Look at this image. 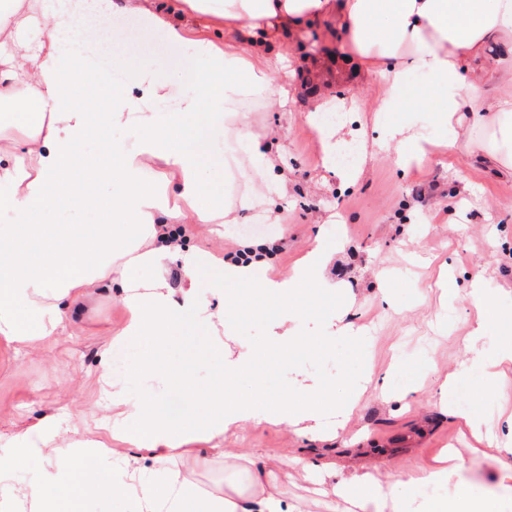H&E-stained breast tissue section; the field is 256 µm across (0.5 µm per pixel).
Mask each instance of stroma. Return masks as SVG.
<instances>
[{
  "instance_id": "1",
  "label": "stroma",
  "mask_w": 512,
  "mask_h": 512,
  "mask_svg": "<svg viewBox=\"0 0 512 512\" xmlns=\"http://www.w3.org/2000/svg\"><path fill=\"white\" fill-rule=\"evenodd\" d=\"M335 29L334 23L318 22L293 41L297 77L317 63L311 47L341 51L344 39ZM200 64L190 47L168 50L154 61L159 81L186 85ZM323 80L340 98L368 104L376 92L356 61L346 62L344 72H325ZM243 107L252 134L277 160L259 180L278 213L238 207L242 180L237 171L220 167L225 151L236 146L234 125L201 132L196 144L205 161L206 192L233 206L237 221L183 225L181 249L229 255L253 241L270 240L277 250L268 274L283 277L320 239L334 249L325 276L340 293L306 289L286 304L300 315L298 335L314 344L282 358L269 350L268 340L275 324L271 312L285 304L253 285H235L240 302L225 311L224 320L256 354L255 369L238 378L237 390L244 397L258 386L277 394L315 380L333 387L336 395L356 392L360 398L339 439L304 441L285 425L264 423L242 427L225 438V447L258 450L281 489L306 512H341L343 503L331 493L313 495L297 458L368 470L384 481L402 470H421L441 449L455 448L462 462L448 478V498L465 491L483 498L493 512H512V481L503 480L494 457L469 451L445 412L457 406L455 394L443 403L436 395L445 375L467 357L470 324L477 316L467 293L441 300L434 286L439 267L452 268L461 285L481 277L490 304L503 315L512 314V179L484 158L487 132L478 125L466 130L478 152L433 155L406 168L368 116L350 113L347 129L360 143L355 163L362 174L347 186L321 164L320 143L307 122L313 98L305 90L283 108L263 99L246 100ZM340 306L365 328L366 338L353 343L329 337L330 317ZM125 319L117 295H95L78 326L51 353L0 346V453L8 452L13 436L44 413L56 414L65 424L78 417L89 426L109 418L99 360L110 333ZM181 334L166 352L169 365L191 372L199 387L213 385L207 331L190 323ZM369 376L386 383L387 398L365 387ZM463 378L469 383L468 401L489 421H497L501 410L512 411V372L494 388L486 387L476 368Z\"/></svg>"
}]
</instances>
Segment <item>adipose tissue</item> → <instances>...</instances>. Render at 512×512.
<instances>
[{
  "instance_id": "1",
  "label": "adipose tissue",
  "mask_w": 512,
  "mask_h": 512,
  "mask_svg": "<svg viewBox=\"0 0 512 512\" xmlns=\"http://www.w3.org/2000/svg\"><path fill=\"white\" fill-rule=\"evenodd\" d=\"M101 17L129 16L162 29L165 44L183 46L202 34L203 61L192 83L179 94L159 84L139 42L121 43L122 57L139 60L134 85L97 75L105 89L98 105L79 102L72 88L86 83L89 66L84 45L99 31L78 17L88 8ZM333 18L349 50L363 58L377 83L372 121L384 124L385 138L396 147L406 142L426 156L423 135L413 122L385 123L386 113L406 109L426 114L444 127L481 125L489 129L494 149L487 158L512 176V0H0V127L22 118V132L0 148V208L16 221L0 225V345L50 349L76 323L92 289L119 284L126 308L123 327L104 345L100 358L102 396L112 410L109 442L79 435V423L60 424L43 415L36 426L12 439L0 454V512H76L87 493L117 494L133 512H301L300 505L278 486L275 472L261 464L250 448L224 447V437L241 426L284 424L298 437L314 441L342 431L353 407L349 397L325 396L324 386L308 383L294 394L265 396L263 410L239 401L236 377L252 368L254 353L243 337L236 348L219 352V379L205 396H197L189 374L180 381L187 396L198 397L197 409L183 421L168 422L156 413V392L131 402L123 384L113 381L111 352L150 335L157 352L140 364L142 377L168 376L161 352L173 328L195 322L211 328L224 324V287L249 283L266 295L285 296L303 284L330 293L324 276L330 255L315 245L302 263L283 278L265 267L269 253L247 264L221 261L208 251L178 252L167 230L171 224L234 223L219 200L203 201L202 158L183 128V117L205 115L214 127L240 98L258 94L285 105L295 79L284 60L285 35H299L318 18ZM224 29V42L207 33ZM499 41L496 57L486 55ZM422 72L432 82L413 89L410 77ZM501 86L493 98L488 83ZM138 132L139 146L111 158L86 155L83 145L95 127ZM163 168L168 192H159L142 177L147 164ZM112 187L106 208L122 216L119 224H43L38 215L66 207L97 204L96 188ZM181 256L185 280L171 290L162 272L169 259ZM156 272L139 282L142 269ZM217 270L209 292L198 287V274ZM469 296L480 314L469 332L470 356L461 370L480 368L493 380L512 365V336L491 330L483 282L473 278ZM461 431L483 448L501 454V470L512 480V445L475 411L451 410ZM119 457L122 467L106 472L103 464ZM241 462L249 474L247 490L199 488L195 470L219 458ZM457 455L444 451L424 473L402 472L390 485L370 472L345 473L328 462L306 463L304 475H318L335 494L359 512H485L481 500L449 502L438 494L416 501L409 489L422 483L440 485ZM38 467L37 484L18 482V471Z\"/></svg>"
}]
</instances>
